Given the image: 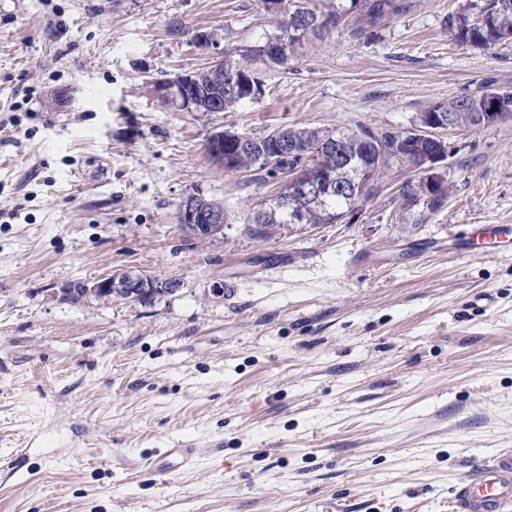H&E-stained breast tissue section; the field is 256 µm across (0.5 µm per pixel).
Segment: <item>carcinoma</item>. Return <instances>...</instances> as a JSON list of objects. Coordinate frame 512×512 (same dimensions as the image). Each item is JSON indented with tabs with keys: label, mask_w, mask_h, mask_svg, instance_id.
Returning <instances> with one entry per match:
<instances>
[{
	"label": "carcinoma",
	"mask_w": 512,
	"mask_h": 512,
	"mask_svg": "<svg viewBox=\"0 0 512 512\" xmlns=\"http://www.w3.org/2000/svg\"><path fill=\"white\" fill-rule=\"evenodd\" d=\"M264 9L277 17L276 33L266 37L261 44L250 46L232 55L224 51V69L235 75L234 87L219 96L220 105L212 107L202 101L195 107L197 112H224L263 93V84L255 65L278 55L284 63L298 50L306 47L312 37L323 34L322 24H330V30L344 27L353 38L373 39L379 36L380 24L386 17L402 16L413 7L412 0H262ZM448 31L452 39L462 45L491 50L498 45L512 42V0H467L455 14L448 17ZM433 112H446L452 125L475 127L482 123L480 113L500 112L502 117L512 116V91L485 89L446 102L429 104L421 118L426 125ZM288 141L306 144L316 154L321 138L328 130L315 127L285 126L281 128ZM335 137L343 138V150L361 167L367 169L364 180L368 187L360 189L351 183L354 173L347 168H336L323 201L317 202L303 195L288 194V206L276 200L266 202L262 211L250 210L243 217L247 233L259 240H271L284 230V224L292 215L304 224L316 227L320 224H336L347 214L361 209L379 191L378 179L385 167L396 161L414 169L398 190L404 209L411 210L409 199L433 197L430 210L440 209L451 191L450 184L426 180L425 173L416 163L421 143L407 144L412 139V129L374 130L364 125L345 130H333ZM235 156L231 172L247 170L253 180L264 182L269 178H281L297 165L295 160L281 159L274 162L259 160L247 151L225 146Z\"/></svg>",
	"instance_id": "cac0c4a2"
}]
</instances>
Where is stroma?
Here are the masks:
<instances>
[{
  "mask_svg": "<svg viewBox=\"0 0 512 512\" xmlns=\"http://www.w3.org/2000/svg\"><path fill=\"white\" fill-rule=\"evenodd\" d=\"M464 0H414L371 40L338 29L259 65L262 97L183 112L158 87L274 33L261 0H0V512H451L512 450V120L450 129L452 195L420 223L381 192L260 242L273 183L225 174L218 130L406 128L429 103L512 90V44H456ZM232 222L199 242L181 201ZM176 278L149 303L75 283ZM192 441L196 464L154 472ZM467 236L463 242L464 249L488 241L509 242L512 240V224H469Z\"/></svg>",
  "mask_w": 512,
  "mask_h": 512,
  "instance_id": "1",
  "label": "stroma"
}]
</instances>
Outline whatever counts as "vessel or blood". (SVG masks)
<instances>
[{
  "instance_id": "b4317fda",
  "label": "vessel or blood",
  "mask_w": 512,
  "mask_h": 512,
  "mask_svg": "<svg viewBox=\"0 0 512 512\" xmlns=\"http://www.w3.org/2000/svg\"><path fill=\"white\" fill-rule=\"evenodd\" d=\"M512 240V224H474L467 231L465 248L489 241ZM200 451L193 442L164 449L161 463L169 469L194 465ZM458 512H512V451L501 453L493 463L478 466L471 479L461 483L455 495Z\"/></svg>"
}]
</instances>
